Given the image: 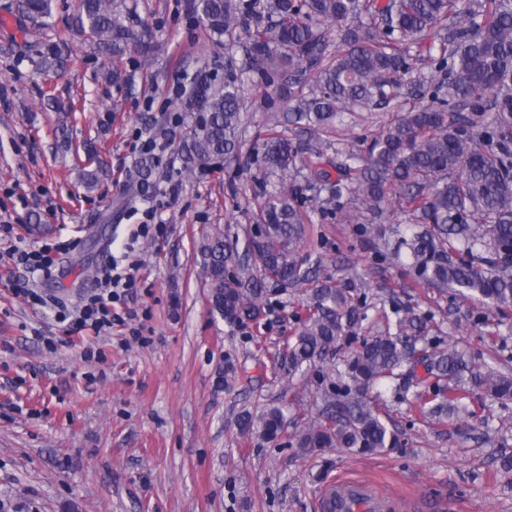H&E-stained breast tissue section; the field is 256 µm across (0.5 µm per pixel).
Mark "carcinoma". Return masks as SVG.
<instances>
[{"mask_svg": "<svg viewBox=\"0 0 512 512\" xmlns=\"http://www.w3.org/2000/svg\"><path fill=\"white\" fill-rule=\"evenodd\" d=\"M113 0H79L76 22L97 49L114 59L129 45L153 52L150 34L122 24ZM29 19L44 24L53 0H21ZM217 37L245 36L248 69L279 85L289 121L306 139L294 142L272 127L252 143L266 175L280 189L259 204L256 223L244 229V254L230 248L217 229L200 245L201 269L212 314L230 325L256 321L266 302V283L301 284L295 247L311 216L288 190L297 166L313 185L325 186L320 133L341 112L384 109L410 95L431 97L425 106L399 113L354 166L336 161L338 179L349 181V205L336 208L352 224L364 214L380 216L390 196L410 221L394 259L422 285L448 288L496 308L512 304V0H188ZM372 22H357L362 15ZM336 26L330 49L327 24ZM417 47L419 53L410 55ZM429 61L435 74L415 78V62ZM191 102L201 112L182 147L184 168L203 170L239 150L243 95L232 76L215 87L200 83ZM355 286L317 285L303 328L284 352L290 375L316 366L325 383L319 417L295 431L305 453L343 448L377 455L400 445L369 396L383 381H397L422 368L430 380V412L473 416L472 391L463 383L464 354L437 337L424 336L428 320L412 309L395 310L396 332L369 336L345 360L334 362L336 345L365 319ZM422 346H417L418 341ZM485 396L512 400V375L489 370L471 374ZM239 432L275 441L288 431L282 406L242 411Z\"/></svg>", "mask_w": 512, "mask_h": 512, "instance_id": "obj_1", "label": "carcinoma"}]
</instances>
